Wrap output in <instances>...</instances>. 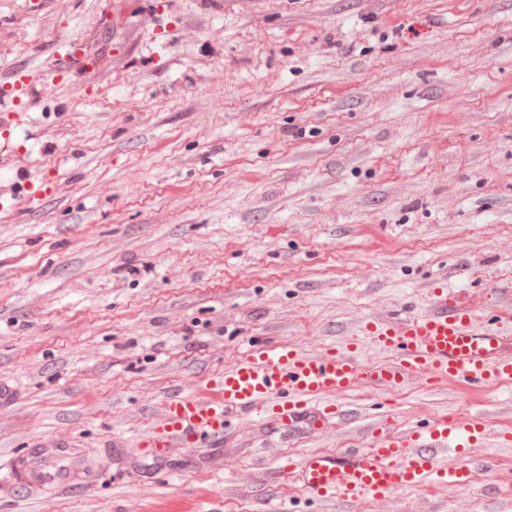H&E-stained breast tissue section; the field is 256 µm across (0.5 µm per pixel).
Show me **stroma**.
<instances>
[{
    "label": "stroma",
    "instance_id": "stroma-1",
    "mask_svg": "<svg viewBox=\"0 0 512 512\" xmlns=\"http://www.w3.org/2000/svg\"><path fill=\"white\" fill-rule=\"evenodd\" d=\"M155 2L147 30L135 0L120 24L112 0H0V88L35 95L0 170V512H341L283 471L436 412L484 418L475 482L354 512H512V383L359 388L324 435L252 414L135 445L168 394L262 345H344L438 282L512 336V0ZM72 39L88 79L58 76ZM47 443L95 482L7 483Z\"/></svg>",
    "mask_w": 512,
    "mask_h": 512
}]
</instances>
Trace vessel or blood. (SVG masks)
Masks as SVG:
<instances>
[{"label":"vessel or blood","mask_w":512,"mask_h":512,"mask_svg":"<svg viewBox=\"0 0 512 512\" xmlns=\"http://www.w3.org/2000/svg\"><path fill=\"white\" fill-rule=\"evenodd\" d=\"M19 118L15 111L0 113V166L15 153L11 131ZM361 334L362 342L314 353L285 344L252 351L225 370L214 392L170 395L164 421L144 435L142 445L159 455L168 448L194 447L202 438L222 439L234 413L271 414L291 434L304 427L322 433L342 415L336 397L360 386L393 390L414 380H452L486 387L512 379V338L486 330L464 295L441 285L430 290L427 306L408 304L368 322ZM364 344L390 353V360L363 361ZM484 435L485 426L475 417L437 415L426 426L398 432L373 428L369 447L303 458L296 466L297 485L306 495L347 506L437 484L463 489L471 485L475 467L449 466L448 455L465 454ZM57 453V447L45 446L9 455L12 483L67 489L73 470L47 463Z\"/></svg>","instance_id":"obj_1"}]
</instances>
